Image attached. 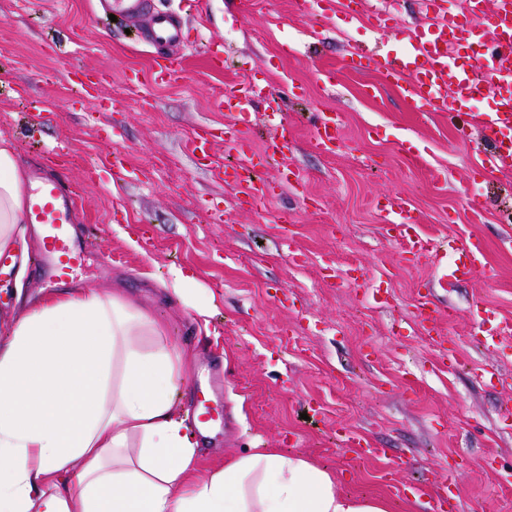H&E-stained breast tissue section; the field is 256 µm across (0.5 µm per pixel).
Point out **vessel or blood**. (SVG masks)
<instances>
[{
  "label": "vessel or blood",
  "instance_id": "b4317fda",
  "mask_svg": "<svg viewBox=\"0 0 512 512\" xmlns=\"http://www.w3.org/2000/svg\"><path fill=\"white\" fill-rule=\"evenodd\" d=\"M485 0H468L465 14L452 13L448 0H426V12L431 23L425 29H413L406 50L389 55L362 48L351 50L352 66L380 72L387 84L397 87L404 98L423 112L435 106H447L490 96L495 106L480 119L486 133L487 146L481 159V169L491 175L512 169V0H495L493 11H486ZM196 0H182L181 14L156 10L152 0H98V9L131 22H144L143 40L157 48L151 71L154 83H167L180 78L181 51L185 46L182 15L193 10ZM484 20L489 38L480 44L469 43L465 37L469 19ZM263 87L254 81L243 83L231 96L215 97L217 109L231 113L222 135L212 128L202 127L196 134L195 149L201 161H208L210 145L223 139L227 149L235 151L238 164L233 178L254 204L261 205L277 194L282 186L300 182L299 172L283 167L277 182L253 180L249 172L254 166L247 147L245 128L252 125L250 107L262 97ZM274 133L266 141L269 155L283 154L292 138V129L283 113L267 116ZM338 114L326 115L317 126L313 147L323 153L336 147ZM75 195L61 178H38L29 194L25 212L27 223L40 230L43 267L67 277L82 257V249L71 233ZM384 215L385 234L398 241L415 260L432 256L435 246L419 230L415 207L401 196L391 198L380 208ZM483 265L479 242L468 241L457 249V258L448 270L450 280L459 282L472 278Z\"/></svg>",
  "mask_w": 512,
  "mask_h": 512
}]
</instances>
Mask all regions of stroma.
<instances>
[{
    "instance_id": "35a3bbf8",
    "label": "stroma",
    "mask_w": 512,
    "mask_h": 512,
    "mask_svg": "<svg viewBox=\"0 0 512 512\" xmlns=\"http://www.w3.org/2000/svg\"><path fill=\"white\" fill-rule=\"evenodd\" d=\"M239 2L200 0L185 21L181 79L149 89L130 81L154 65L139 32L99 19L93 0H0V136L31 168L22 89L44 105L46 145L68 148L59 166L82 199L73 232L84 258L73 284L122 288L155 311L188 355L179 409L190 407L209 355L223 358L224 417L199 442L201 470L247 448H274L306 455L350 491L385 495L393 512H432L430 499L412 500L411 487L450 482L461 492L459 512H512V331L483 345L477 312L490 305L512 324V170L487 177L479 169V116L490 98L419 112L376 72L347 67L351 47L403 46L408 26L425 19L423 0H377L394 16L383 32L341 7L322 18L314 2L305 16L295 0H252L248 13ZM211 42L224 46L223 69L208 62ZM70 71L87 75V91L67 79ZM330 73L332 85L324 81ZM248 80L266 91L248 133L253 151L269 136L264 112H284L295 129L286 155L267 160L260 175L272 181L291 165L304 176L264 210L222 180L235 160L223 142L214 143L207 169L192 151L200 126L230 119L214 96ZM324 112L341 116L331 154L311 145ZM407 140L419 149L411 161L401 151ZM117 148L129 172L118 183L100 174ZM392 195L414 205L421 232L435 241L480 238L484 271L452 286V250L406 261L380 228L376 204ZM475 195L485 203L478 224L467 206ZM283 210L292 223H280ZM178 268L195 271L209 316L161 288ZM329 270L338 286L325 280ZM353 272L355 288L344 283ZM24 284L23 295L0 292V338L23 301L60 289L47 271L27 274ZM377 286L387 306L374 300ZM428 288L453 312L439 321L436 342L413 318ZM451 349L453 367L443 363ZM340 429L390 449L401 467L340 449Z\"/></svg>"
}]
</instances>
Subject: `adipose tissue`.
Segmentation results:
<instances>
[{"instance_id": "1", "label": "adipose tissue", "mask_w": 512, "mask_h": 512, "mask_svg": "<svg viewBox=\"0 0 512 512\" xmlns=\"http://www.w3.org/2000/svg\"><path fill=\"white\" fill-rule=\"evenodd\" d=\"M26 181L0 137V253L25 236ZM183 360L152 310L120 289L30 302L0 340V512H390L274 448L200 476L175 401Z\"/></svg>"}]
</instances>
